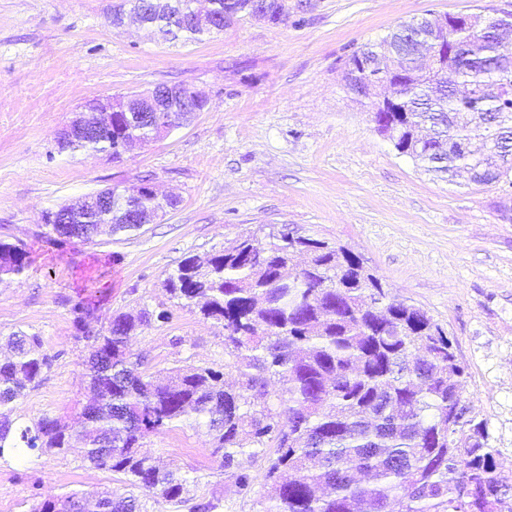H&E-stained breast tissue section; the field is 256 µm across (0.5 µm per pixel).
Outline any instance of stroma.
<instances>
[{"instance_id":"35a3bbf8","label":"stroma","mask_w":512,"mask_h":512,"mask_svg":"<svg viewBox=\"0 0 512 512\" xmlns=\"http://www.w3.org/2000/svg\"><path fill=\"white\" fill-rule=\"evenodd\" d=\"M120 0H0V238L21 241L25 272L0 283V332L35 333L56 361L17 415L71 414L85 395L84 345L72 307L91 300L90 326L142 306L168 311L131 342L148 372L224 364V330L169 300L167 274L238 234L274 228L359 254L396 298L426 310L468 368L467 395L512 468V181L475 185L425 173L379 132L371 105L345 87L343 62L403 22L512 0H288L286 20L247 18L198 41L163 42L112 24ZM183 85L205 111L125 156L58 152L56 137L85 102ZM151 178L180 202L139 231L74 242L39 235L46 211L114 184ZM205 428L175 427L143 449L218 493V512H257L264 462L249 493L220 469ZM43 495L117 489L121 474L77 455L0 464V512Z\"/></svg>"}]
</instances>
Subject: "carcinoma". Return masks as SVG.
<instances>
[{
	"instance_id": "1",
	"label": "carcinoma",
	"mask_w": 512,
	"mask_h": 512,
	"mask_svg": "<svg viewBox=\"0 0 512 512\" xmlns=\"http://www.w3.org/2000/svg\"><path fill=\"white\" fill-rule=\"evenodd\" d=\"M208 2L221 29L251 15L254 5ZM265 4L273 22L288 15L286 0ZM127 21L165 41L204 34L194 0H125L112 22ZM411 34L427 38L406 22L373 45L384 73L398 71L391 83L408 88L405 111L374 106L378 130L429 173L450 180L465 174L485 185L508 177L512 69L493 67L512 57L501 52L503 39L462 27L454 50L424 70ZM357 55L345 61L350 90L366 78ZM187 120L160 112L149 126L135 112H114L105 132L72 139L65 150L117 161L129 144L145 145ZM177 205L135 184L118 191L111 209L83 211L89 229L52 224L54 213H47L43 235L64 253L74 239L94 243L139 230L125 223L128 208L151 217ZM297 254L307 261L294 270ZM28 259L22 244L0 239V281L22 274ZM164 288L177 304L224 328V363L238 372L235 385L205 364L175 367L157 383L128 341L152 319L167 318L166 311L121 312L97 332L78 303L73 324L85 343L84 376L93 394L81 409L82 427L74 431L50 416L21 425L14 411L57 356L36 334L0 336L7 350L0 357V461L77 448L83 462L124 476L121 489L53 498L42 496L36 480L28 512H149L150 498L216 512L217 495L191 494L198 478L141 452L146 437L180 424L207 429L211 455L241 491L251 487L253 462L267 460L265 480L274 493L258 501V512H512V471L501 467L487 421L465 394L466 366L453 340L427 311L392 297L351 250L309 237L289 250L276 239L241 234L204 259L185 257ZM271 378L282 383L280 392L267 390Z\"/></svg>"
}]
</instances>
